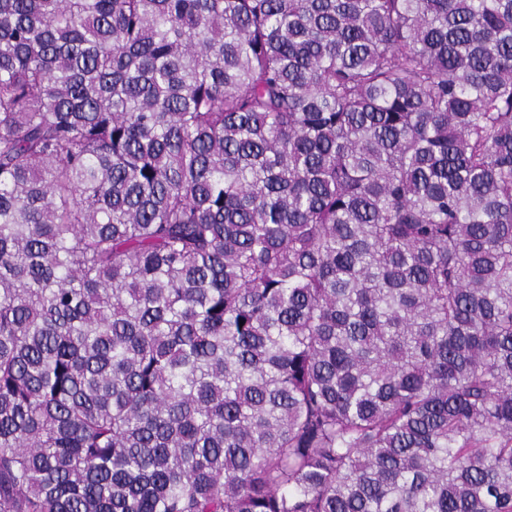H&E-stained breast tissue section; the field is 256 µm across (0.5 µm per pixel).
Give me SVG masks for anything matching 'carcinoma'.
<instances>
[{"instance_id":"1","label":"carcinoma","mask_w":512,"mask_h":512,"mask_svg":"<svg viewBox=\"0 0 512 512\" xmlns=\"http://www.w3.org/2000/svg\"><path fill=\"white\" fill-rule=\"evenodd\" d=\"M0 512H512V0H0Z\"/></svg>"}]
</instances>
